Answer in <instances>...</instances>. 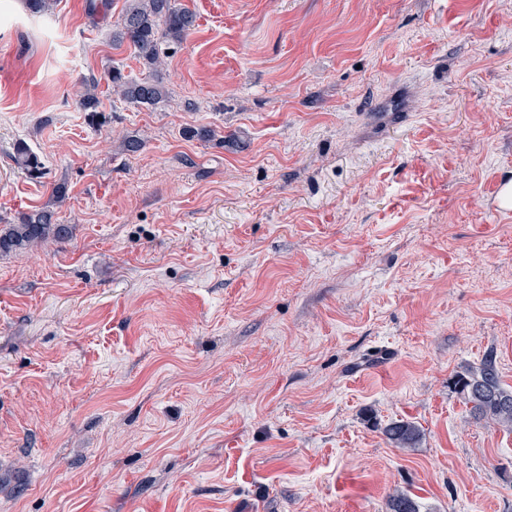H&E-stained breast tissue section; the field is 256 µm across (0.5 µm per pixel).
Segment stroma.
<instances>
[{"label":"stroma","mask_w":512,"mask_h":512,"mask_svg":"<svg viewBox=\"0 0 512 512\" xmlns=\"http://www.w3.org/2000/svg\"><path fill=\"white\" fill-rule=\"evenodd\" d=\"M88 2L0 0V224L72 227L0 257V512H512V0H182L153 109ZM66 195V184H57L52 202L22 212L12 223L1 225L0 255L22 252L48 239L66 240L70 227L68 224H59L54 208V205L64 201ZM453 386L471 405L476 421L512 427V389L502 386L493 354H487L478 367L457 374ZM381 431L386 439L397 448H415L422 440L420 428L409 420H392Z\"/></svg>","instance_id":"stroma-1"}]
</instances>
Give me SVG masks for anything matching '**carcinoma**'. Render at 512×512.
<instances>
[{
  "label": "carcinoma",
  "mask_w": 512,
  "mask_h": 512,
  "mask_svg": "<svg viewBox=\"0 0 512 512\" xmlns=\"http://www.w3.org/2000/svg\"><path fill=\"white\" fill-rule=\"evenodd\" d=\"M195 23V14L178 0H124L120 18L112 30V42L128 44L148 75L135 79L118 67L109 69L107 78L113 93L138 106L156 108L166 102L169 90L160 74L162 44L184 39L193 31ZM97 89L94 82L84 84L79 95L83 110L97 111L100 104ZM14 162L31 174L40 170L37 156L24 143L16 146ZM66 195V184L59 183L53 201L22 212L13 222L0 226V255L21 252L49 239H67L70 227L58 222L54 208ZM453 386L470 404L475 420L512 427V389L502 386L493 354L486 355L479 366L456 375ZM382 434L397 448H415L422 440L418 425L404 419L387 423ZM387 512H420V505L411 494L396 491L388 497Z\"/></svg>",
  "instance_id": "cac0c4a2"
}]
</instances>
